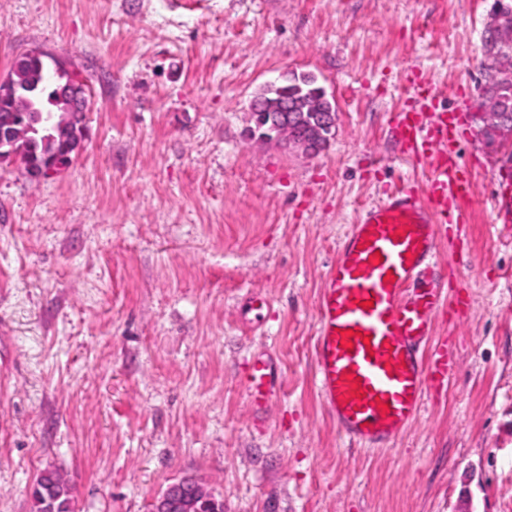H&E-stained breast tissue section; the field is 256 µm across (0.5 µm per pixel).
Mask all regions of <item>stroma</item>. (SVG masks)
I'll use <instances>...</instances> for the list:
<instances>
[{
	"instance_id": "35a3bbf8",
	"label": "stroma",
	"mask_w": 512,
	"mask_h": 512,
	"mask_svg": "<svg viewBox=\"0 0 512 512\" xmlns=\"http://www.w3.org/2000/svg\"><path fill=\"white\" fill-rule=\"evenodd\" d=\"M500 1L0 0V76L40 49L91 90L68 167L0 165V512H30L47 468L73 512H152L184 478L224 512H512V147L473 118ZM291 71L336 108L312 158L245 136L253 95ZM427 79L472 112L469 222L424 281L453 304L432 339L452 370L363 450L315 385L317 299L360 210L424 192L393 119ZM258 355L282 381L259 409Z\"/></svg>"
}]
</instances>
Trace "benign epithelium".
I'll return each mask as SVG.
<instances>
[{
  "label": "benign epithelium",
  "instance_id": "benign-epithelium-1",
  "mask_svg": "<svg viewBox=\"0 0 512 512\" xmlns=\"http://www.w3.org/2000/svg\"><path fill=\"white\" fill-rule=\"evenodd\" d=\"M55 73L67 78V85L56 94L58 110L54 112L55 134L44 139L42 148L34 145L32 128L21 115V104L25 91L39 85L38 75H32L29 83H18L13 74L0 78V164L7 161L23 168L35 177H50L69 166L72 154L79 148L84 137L85 112L88 111L90 95L88 89L73 79L72 72L60 61H55ZM512 79V70L493 67L489 89L482 93L484 132L496 144L512 143V115L501 112L496 105L491 88ZM304 107L298 99L282 97L274 102L254 99L250 112H273L274 121L269 127L258 123L248 129V136L259 141L268 140L276 132L283 145L301 152L307 157L319 154L328 144L336 127V111L333 108L322 111L317 123L308 122L302 115ZM297 120L304 124L300 132L288 134L289 123ZM154 512H224L202 487L184 480L167 488L155 502Z\"/></svg>",
  "mask_w": 512,
  "mask_h": 512
}]
</instances>
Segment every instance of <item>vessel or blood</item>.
Returning <instances> with one entry per match:
<instances>
[{"label": "vessel or blood", "instance_id": "vessel-or-blood-1", "mask_svg": "<svg viewBox=\"0 0 512 512\" xmlns=\"http://www.w3.org/2000/svg\"><path fill=\"white\" fill-rule=\"evenodd\" d=\"M413 97L394 132L406 159L428 163L426 191L403 186L361 212L317 304L315 382L338 431L365 448L384 447L411 426L451 371L447 353H423L443 301L422 282L436 266L442 230L467 221L472 182L455 143L469 101L462 94L442 106L428 84ZM245 384L255 405L274 398L271 362L254 357Z\"/></svg>", "mask_w": 512, "mask_h": 512}]
</instances>
